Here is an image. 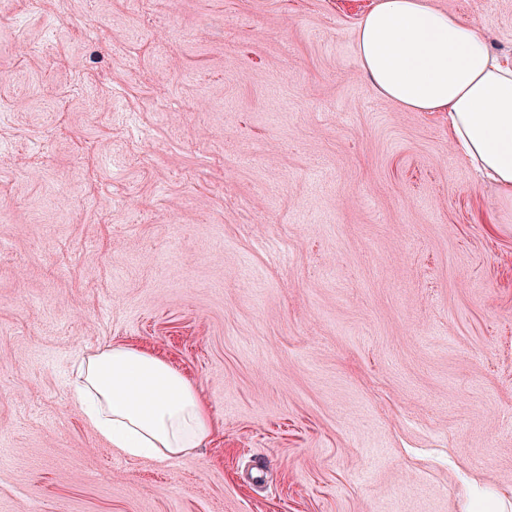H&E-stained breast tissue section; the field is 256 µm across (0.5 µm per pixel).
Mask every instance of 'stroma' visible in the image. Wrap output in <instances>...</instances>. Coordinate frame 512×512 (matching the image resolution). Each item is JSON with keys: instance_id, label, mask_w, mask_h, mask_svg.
Here are the masks:
<instances>
[{"instance_id": "obj_1", "label": "stroma", "mask_w": 512, "mask_h": 512, "mask_svg": "<svg viewBox=\"0 0 512 512\" xmlns=\"http://www.w3.org/2000/svg\"><path fill=\"white\" fill-rule=\"evenodd\" d=\"M373 2L0 11V512H512V196L363 75ZM431 3L512 56V0ZM117 344L205 447L84 419ZM71 401L123 453L169 459L203 448L214 420L194 384L163 359L112 345L76 366Z\"/></svg>"}]
</instances>
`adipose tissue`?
Masks as SVG:
<instances>
[{
	"instance_id": "adipose-tissue-1",
	"label": "adipose tissue",
	"mask_w": 512,
	"mask_h": 512,
	"mask_svg": "<svg viewBox=\"0 0 512 512\" xmlns=\"http://www.w3.org/2000/svg\"><path fill=\"white\" fill-rule=\"evenodd\" d=\"M369 82L411 112H444L456 148L512 195V65L475 22L429 0H374L355 32ZM71 401L123 453L169 459L204 447L214 420L194 384L163 359L115 345L80 362Z\"/></svg>"
}]
</instances>
